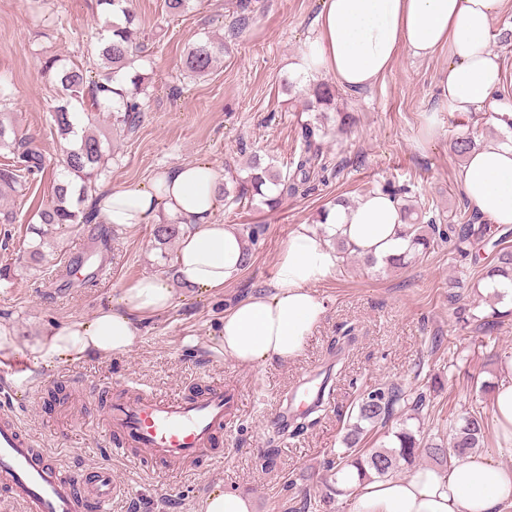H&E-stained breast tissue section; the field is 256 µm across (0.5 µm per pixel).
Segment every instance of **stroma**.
<instances>
[{
  "instance_id": "35a3bbf8",
  "label": "stroma",
  "mask_w": 512,
  "mask_h": 512,
  "mask_svg": "<svg viewBox=\"0 0 512 512\" xmlns=\"http://www.w3.org/2000/svg\"><path fill=\"white\" fill-rule=\"evenodd\" d=\"M134 27L148 45L135 72L144 79L142 118L137 131L112 137V157L99 186L131 187L185 161H203L247 176L252 153L273 159L294 172L302 151L301 127L312 117L303 91L312 77L294 66L315 36L314 20L322 0H191L188 10L171 14L164 0H133ZM106 17L96 0H48L35 10L31 0H0V94L5 109L32 134L56 164L63 145L47 117L60 99L53 73L44 68L56 55L81 65L103 31ZM491 47L502 61L503 91L512 97V0L492 20ZM223 41L208 75L187 72L184 51L204 37ZM448 63L447 51L421 58L401 51L391 69L370 88L336 90V109L318 139L319 157L310 180L271 210L244 194L225 201L217 218L226 224H261L264 234L240 278L213 293L178 287L172 310L150 315L133 349L77 363L65 360L37 366L32 395L17 405L11 383L0 380V408H17L25 430L69 465L90 470L104 459L108 441L99 421L96 394L111 384L132 381L162 397L193 388L224 386L235 390L239 405L224 431L223 457L200 459L193 470L175 475L144 471L140 458L117 459L112 478L128 491L112 512H195L214 488L240 491L254 512H292L301 499L309 512H353L354 496L330 497L336 474L326 461L343 449L342 436L359 393L373 383L428 386L433 409L424 430L445 436L459 417L476 407L490 408V395L476 383L500 382L502 366L512 359V303H499L493 327L481 318L489 308L472 288L457 302L448 298L450 281L474 270L451 246L418 255L406 267L363 266L357 256L338 265L316 288L325 313L292 362L242 368L217 350L224 311L235 301L266 287L275 278L279 256L300 224H316L333 202H356L372 190L401 188V204L417 208L421 223L461 224L475 212L459 185L461 161L449 144L460 129L476 141L506 137L512 130L482 112L461 118L438 98L437 79ZM52 176L32 181L26 196L7 201L16 217L0 224V325L13 337L0 357L32 359V346L47 329L91 318L115 290L157 271L158 252L148 226L112 232V264L95 284L50 291L44 268L64 269L77 250L83 230L56 228V251L43 265L30 264V229L38 225V203L47 202ZM472 309L477 319L456 325V307ZM345 324L356 328L333 376L332 407L320 423L282 451L268 457L271 423L288 391L325 369L329 345Z\"/></svg>"
}]
</instances>
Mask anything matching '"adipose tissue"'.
<instances>
[{
	"instance_id": "adipose-tissue-1",
	"label": "adipose tissue",
	"mask_w": 512,
	"mask_h": 512,
	"mask_svg": "<svg viewBox=\"0 0 512 512\" xmlns=\"http://www.w3.org/2000/svg\"><path fill=\"white\" fill-rule=\"evenodd\" d=\"M504 0H323L317 35L299 58V69L333 76L347 90L369 88L390 70L401 50L428 57L447 49L439 80L448 112H495L512 117L497 99L499 57L491 49L494 15ZM224 170L190 161L170 167L149 184L107 188L92 200L114 227L179 221L184 232L172 274H147L121 289L91 318L47 331L33 345L38 360L77 361L132 349L140 322L172 308L175 284L220 290L243 271L246 243L232 225L218 222ZM473 210L495 225L512 224V141L489 139L468 156L460 176ZM403 215L397 201L374 191L355 203L329 206L323 231L307 225L291 234L271 288L236 301L224 312L220 347L226 359L256 368L298 358L324 306L314 288L339 264L332 240L359 257L401 254ZM354 512H501L512 505V467L470 455L452 468H423L401 479L356 488Z\"/></svg>"
}]
</instances>
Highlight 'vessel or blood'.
Masks as SVG:
<instances>
[{"label":"vessel or blood","mask_w":512,"mask_h":512,"mask_svg":"<svg viewBox=\"0 0 512 512\" xmlns=\"http://www.w3.org/2000/svg\"><path fill=\"white\" fill-rule=\"evenodd\" d=\"M316 390L297 385L278 419L307 410ZM236 404L234 390L215 387L183 397L161 398L124 386L110 396L101 426L111 443L108 461L75 472L25 433L15 410L0 411V488L21 512H106L126 490L112 478L111 459L144 453L166 471L183 470L214 451Z\"/></svg>","instance_id":"vessel-or-blood-1"}]
</instances>
